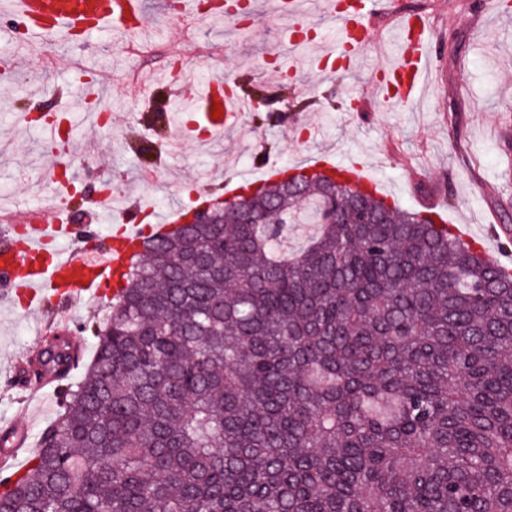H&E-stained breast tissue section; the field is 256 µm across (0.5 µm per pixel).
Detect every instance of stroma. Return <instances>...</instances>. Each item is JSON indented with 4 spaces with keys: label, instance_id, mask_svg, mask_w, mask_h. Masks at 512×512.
<instances>
[{
    "label": "stroma",
    "instance_id": "obj_1",
    "mask_svg": "<svg viewBox=\"0 0 512 512\" xmlns=\"http://www.w3.org/2000/svg\"><path fill=\"white\" fill-rule=\"evenodd\" d=\"M255 2L242 23L172 13L170 0H146L154 31L137 54L104 35L48 39L21 52L20 81L0 84V247L18 245L26 215L54 199L57 184L46 165L56 148L33 119L45 112L69 114L75 135L68 162L74 188L65 196L72 218L63 237L70 253L107 245L116 225L134 221L131 204L172 214L191 196H224L228 180L259 172L267 161L309 167L333 151L363 162L405 209L439 197L453 223L471 225L489 258L512 253V132H500L512 115V16L494 0H379L372 42L356 68L321 80L306 67L316 46L278 48L285 19L268 0ZM405 12L428 17L436 46L428 96L420 102L383 99L373 83L378 68L396 58ZM133 73L149 84L137 97L128 81ZM211 73L259 90L270 105L202 145L179 138L171 120ZM92 78L110 96L112 114L89 139L86 116L94 103L76 104L63 88ZM108 311L104 299L68 305L50 294L32 311L0 281V427L24 424L34 437L58 416L61 397L19 390L15 369L53 330L69 333L93 358L96 340L80 327L103 321Z\"/></svg>",
    "mask_w": 512,
    "mask_h": 512
}]
</instances>
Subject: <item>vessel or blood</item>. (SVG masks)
I'll return each mask as SVG.
<instances>
[{
    "mask_svg": "<svg viewBox=\"0 0 512 512\" xmlns=\"http://www.w3.org/2000/svg\"><path fill=\"white\" fill-rule=\"evenodd\" d=\"M0 11L24 21L34 40L71 37L78 31L87 38L107 32L124 40L137 39L146 33L142 0H0ZM308 14V0H289L284 40H291L302 29ZM370 15V10L363 9L341 16L339 36L323 50V57H334L344 66H352L369 36ZM427 28L425 16L415 13L404 16L398 48L400 59L382 70L377 83L382 98L408 101L425 92L431 65ZM216 102L223 108L217 120L211 114ZM254 106V98L223 93L217 82H209L196 97L186 129L192 132L201 126L208 138H218L226 130L237 127ZM318 166L376 193L384 191L372 172L348 158L330 155L319 160ZM152 232V227L147 225L122 224L108 249L72 254L65 252L61 245L60 226L44 220L27 226L21 246L0 249V276L8 280L15 294L31 303L46 292L70 303L88 294L97 297L103 286L112 284L126 271L138 242ZM27 444V427L16 426L12 444L0 451L1 474L12 469Z\"/></svg>",
    "mask_w": 512,
    "mask_h": 512,
    "instance_id": "vessel-or-blood-1",
    "label": "vessel or blood"
}]
</instances>
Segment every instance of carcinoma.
<instances>
[{"mask_svg": "<svg viewBox=\"0 0 512 512\" xmlns=\"http://www.w3.org/2000/svg\"><path fill=\"white\" fill-rule=\"evenodd\" d=\"M137 254L0 512H512V274L448 225L315 171ZM314 228L315 224H289L288 238L282 241V247L288 252L301 249Z\"/></svg>", "mask_w": 512, "mask_h": 512, "instance_id": "1", "label": "carcinoma"}]
</instances>
